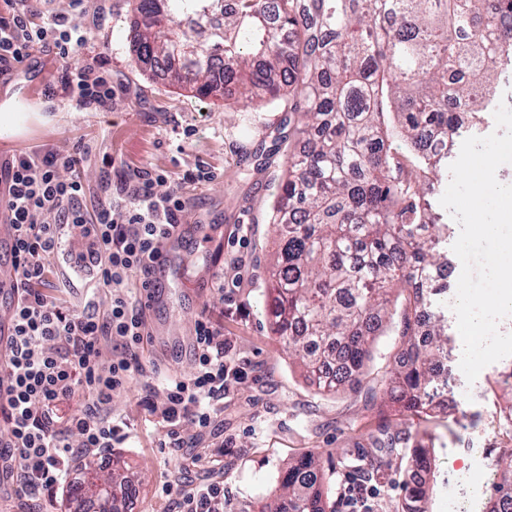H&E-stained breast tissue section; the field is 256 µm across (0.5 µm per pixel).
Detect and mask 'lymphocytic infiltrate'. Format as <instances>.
<instances>
[{
    "label": "lymphocytic infiltrate",
    "instance_id": "1",
    "mask_svg": "<svg viewBox=\"0 0 512 512\" xmlns=\"http://www.w3.org/2000/svg\"><path fill=\"white\" fill-rule=\"evenodd\" d=\"M0 76H10L37 45L52 44L65 61L66 86L99 103L112 99L111 77L75 62L86 35L66 27L64 17L36 23L27 0H0ZM80 152L56 149L20 152L0 162V221L15 230L17 300L12 307L13 334L6 349L8 397L0 402V420L8 439L0 448V484L17 498L37 501L74 476L82 454L112 446V398L134 375H145L140 348L145 310L154 296L152 265L170 229L188 205L182 188L159 192L165 174L127 169L111 198L86 206L87 186L78 174ZM70 177H61V170ZM79 228L89 241L88 259L96 281L86 293L83 311L42 291L58 270L53 264L64 245L63 230ZM106 292L108 303L98 306ZM191 377L168 378L162 399L145 396L144 409L160 415L167 435L179 440L185 421L210 426L221 400L246 371L231 354L223 333L207 318L194 324ZM83 393L85 406L62 415L61 405ZM78 444H71V435Z\"/></svg>",
    "mask_w": 512,
    "mask_h": 512
}]
</instances>
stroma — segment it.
Masks as SVG:
<instances>
[{"instance_id":"stroma-1","label":"stroma","mask_w":512,"mask_h":512,"mask_svg":"<svg viewBox=\"0 0 512 512\" xmlns=\"http://www.w3.org/2000/svg\"><path fill=\"white\" fill-rule=\"evenodd\" d=\"M133 3L83 0L75 11L69 0L41 6L43 22L63 14L86 34L78 59L104 61L115 89L112 101L88 104L66 89V65L46 47H35L9 79H0V103L26 104L24 130L0 139V159L35 147L81 149L90 204L101 195L103 180H118L126 168L161 171L169 186H182L191 199L183 224L214 238L238 232L246 238L245 246H225L220 255L187 244L173 264L164 300L146 312L150 336L143 362L158 372L148 380L135 377L113 397L112 420L122 438L110 451L89 455L99 474H108L117 457L140 475L127 512H176L163 484L188 493L214 482L224 486V512H258L278 495L289 462L304 456L318 459L327 502L339 505L348 483L363 482L381 427L405 431L408 438L372 482V512H396L408 493L417 446L430 452L428 512H450V473L492 487L497 458L512 448V432L499 419V379L512 373V357L488 365L470 383L458 351L449 350L448 393L438 397L440 412L433 418L392 404L381 388L401 346L393 328L377 337L359 387L332 393L310 383L272 335L268 307L278 248L271 214L287 160L288 115L277 107L254 111L242 99L201 96L145 71L131 51ZM200 167L211 180L187 183L186 175ZM222 279L235 281L230 295L219 289ZM201 317L223 331L247 378L225 393L224 410L208 428L183 423V445L171 448L165 428L139 401L145 384L159 390L168 373H193L192 335Z\"/></svg>"}]
</instances>
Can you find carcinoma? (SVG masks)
Returning <instances> with one entry per match:
<instances>
[{"label": "carcinoma", "instance_id": "cac0c4a2", "mask_svg": "<svg viewBox=\"0 0 512 512\" xmlns=\"http://www.w3.org/2000/svg\"><path fill=\"white\" fill-rule=\"evenodd\" d=\"M136 0L137 61L210 96L236 82L256 111L288 91V166L271 219L279 229L270 279L276 341L299 356L311 381L334 391L361 384L370 342L396 285L407 292L400 360L385 393L431 415L447 345L448 225L423 186L448 175L457 113L480 131L496 109L491 73L512 67V0ZM367 474L397 451L384 428ZM486 512H512V450ZM107 486L110 512L136 494L121 468L84 465L76 486ZM282 494L261 512H326L313 458L288 464ZM416 481L401 512H425Z\"/></svg>", "mask_w": 512, "mask_h": 512}]
</instances>
